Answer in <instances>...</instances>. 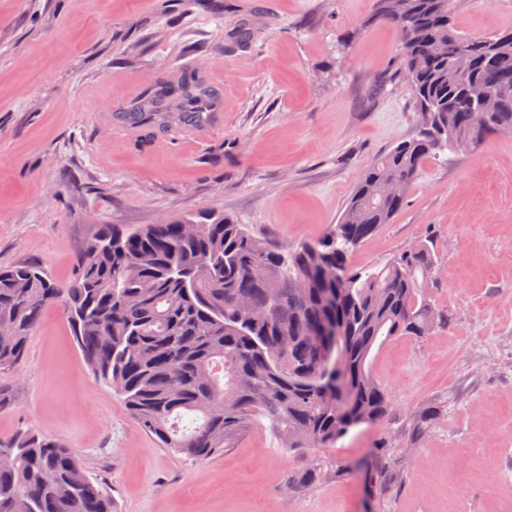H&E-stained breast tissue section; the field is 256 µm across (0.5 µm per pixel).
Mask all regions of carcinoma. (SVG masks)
<instances>
[{"instance_id":"1","label":"carcinoma","mask_w":512,"mask_h":512,"mask_svg":"<svg viewBox=\"0 0 512 512\" xmlns=\"http://www.w3.org/2000/svg\"><path fill=\"white\" fill-rule=\"evenodd\" d=\"M455 7L456 0H375L370 23L400 32L397 72L422 130L375 159L317 241L288 254L220 212L99 224L64 283L35 263L0 267V322L11 325L0 334V372L24 360L46 309L57 306L93 375L118 389L141 429L176 454H222L259 418L293 452L331 448L355 427L386 421L391 396L373 372L374 352L447 320L428 292L435 251L424 239L378 269L355 270L348 257L402 209L426 158L512 130V30L462 34ZM480 94L494 105L482 128L470 120ZM216 98L213 86L182 76L126 118L202 125ZM442 414L418 413L412 437L421 439ZM389 448L385 437L374 447L382 491ZM0 451L14 459L0 468V512H113L102 485L59 439L22 430L0 440ZM329 470L316 461L292 486H313Z\"/></svg>"}]
</instances>
